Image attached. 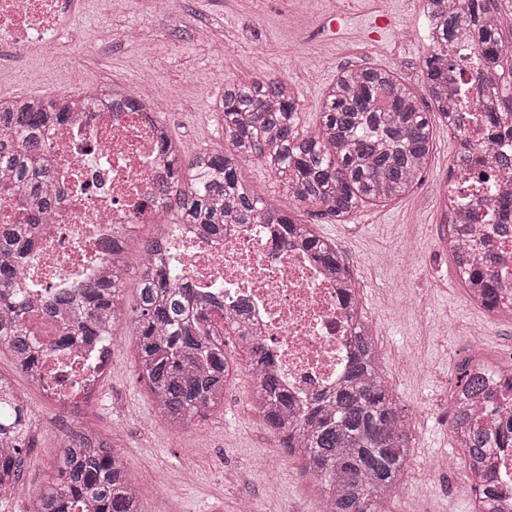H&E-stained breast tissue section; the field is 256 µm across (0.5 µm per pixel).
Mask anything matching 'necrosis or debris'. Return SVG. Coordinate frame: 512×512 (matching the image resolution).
<instances>
[{
    "instance_id": "necrosis-or-debris-1",
    "label": "necrosis or debris",
    "mask_w": 512,
    "mask_h": 512,
    "mask_svg": "<svg viewBox=\"0 0 512 512\" xmlns=\"http://www.w3.org/2000/svg\"><path fill=\"white\" fill-rule=\"evenodd\" d=\"M72 0H0V48L17 57L50 52L66 35ZM47 140L54 159L53 207L39 247L26 259L24 283L35 305L46 308L50 292L109 273L103 248L117 224L155 221L150 194L167 178V157L158 134L140 109L88 111L69 104L65 123ZM465 178L448 168V203L471 225L463 243L475 258L483 240L495 245L507 303L494 315L512 312V233L490 194L463 200ZM164 254L204 298L225 307L246 305V325L269 353L294 407L326 403L343 380L354 354L349 317L355 295L342 288L300 245H284L270 225L234 224L211 236L197 225H168ZM494 473L502 512H512V442L479 457Z\"/></svg>"
}]
</instances>
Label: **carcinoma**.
<instances>
[{"label": "carcinoma", "instance_id": "cac0c4a2", "mask_svg": "<svg viewBox=\"0 0 512 512\" xmlns=\"http://www.w3.org/2000/svg\"><path fill=\"white\" fill-rule=\"evenodd\" d=\"M427 0L430 55L425 60L428 92L433 105H421L416 93L392 71L376 66L341 70L327 89L319 124L301 130L297 96L288 79L264 75L248 81L230 80L218 103L220 128L228 147L186 153L181 143L157 124L159 138L169 148L168 182L159 192V209L175 224H198L209 235H221L228 224H280V240L300 244L344 288H352L349 271L336 247L315 235L291 213L259 196L240 173L244 161L267 167L290 198L319 208L318 214L344 221L366 204L386 203L416 186L428 163L433 142L430 107L456 132L462 127L494 131L502 113L512 115V99L502 97L507 78L501 58L511 48L502 40L498 0ZM462 32L471 35L478 64L488 74L489 96L495 104L477 101L459 111L448 108V42ZM108 87L83 95L92 107L123 103ZM27 99L0 105V177L28 195L41 215L49 214L51 176L43 130L65 119L56 100ZM488 171L478 172V191L491 182L512 181V158L487 159ZM32 233L29 224H0V350L28 374L42 364V351L32 347L28 317L32 307L19 279L23 251ZM161 240L143 245L136 306L121 302L125 250L112 251V278L83 281L54 301L67 313L57 324L54 353L98 342L114 335L126 322L132 328L138 380L145 383L155 413L171 427L183 428L206 418L224 405L229 359L225 335L234 337L249 363L252 403L263 423L283 435L288 453H300L304 470L315 479L326 512H382L383 503L400 487L411 448L408 419L398 398L385 384L378 365V348L352 307L356 352L346 379L328 404L308 411L292 407L288 394L263 347L241 329L238 318L224 314L216 301L204 302L194 289L160 260ZM459 277L471 286L481 283L485 307L497 305L499 276L495 256L476 265L451 251ZM497 368L479 364L464 369L454 395L451 430L466 437L468 467L485 449L502 442L481 425V400L492 394ZM32 424L27 407L12 383L0 376V494L13 495L31 447ZM51 482L28 500L26 512H77L90 505L94 512H141L140 491L128 477L123 456L110 440L88 427L65 433L54 456ZM470 474L475 490L491 508L497 488L490 475Z\"/></svg>", "mask_w": 512, "mask_h": 512}]
</instances>
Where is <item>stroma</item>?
I'll use <instances>...</instances> for the list:
<instances>
[{"label": "stroma", "instance_id": "stroma-1", "mask_svg": "<svg viewBox=\"0 0 512 512\" xmlns=\"http://www.w3.org/2000/svg\"><path fill=\"white\" fill-rule=\"evenodd\" d=\"M74 3L71 32L59 54L19 59L0 50V102L51 98L66 88L130 86L146 73L156 84L153 112L170 136L195 151L224 144L215 103L228 80L287 77L297 91L301 126L309 131L318 122L326 89L344 68L390 69L418 94L427 91L426 0H176L168 16L157 15L151 0H112L108 14L99 12L97 0ZM385 17L391 25L383 30L378 22ZM129 27L144 31V44L124 41ZM457 147L456 131L435 122L422 182L408 195L361 207L341 223L318 215L316 208L289 203L265 166L242 165L252 188L289 208L298 223L344 255L362 291L363 314L376 324L383 377L402 406L421 413L411 428L407 491L390 497L382 512H472L455 491L462 467L449 402L464 365L495 358L512 345V320L491 317L469 303L441 242L444 216L437 192L448 180ZM407 239L415 256L405 250ZM408 286L427 309L423 321L401 312ZM482 323L489 332L477 351H470L463 332ZM132 348L126 326H118L100 399L67 418L30 389L8 353H0V375L11 378L33 426L21 488L11 498L0 496V512H24L26 494L51 479V457L63 430L74 426L92 428L120 446L143 512H239L245 501L254 512H281L285 506L291 512H320L299 456L287 453L279 436L252 414L249 376L225 390L223 408L176 431L155 414L137 379ZM442 459L447 469L422 480L425 468ZM188 468L198 477L181 482Z\"/></svg>", "mask_w": 512, "mask_h": 512}]
</instances>
